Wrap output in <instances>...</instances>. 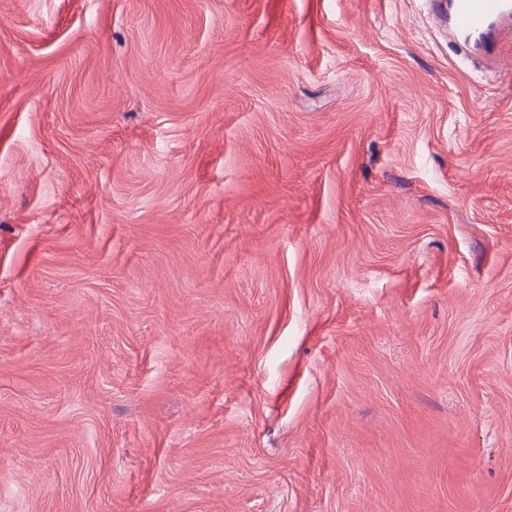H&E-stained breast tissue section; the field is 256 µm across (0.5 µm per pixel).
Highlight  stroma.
<instances>
[{
  "label": "stroma",
  "mask_w": 512,
  "mask_h": 512,
  "mask_svg": "<svg viewBox=\"0 0 512 512\" xmlns=\"http://www.w3.org/2000/svg\"><path fill=\"white\" fill-rule=\"evenodd\" d=\"M0 512H512V58L0 0Z\"/></svg>",
  "instance_id": "1"
}]
</instances>
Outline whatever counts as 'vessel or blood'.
Instances as JSON below:
<instances>
[{
    "label": "vessel or blood",
    "instance_id": "1",
    "mask_svg": "<svg viewBox=\"0 0 512 512\" xmlns=\"http://www.w3.org/2000/svg\"><path fill=\"white\" fill-rule=\"evenodd\" d=\"M448 37L466 57L499 59L512 35V0H431Z\"/></svg>",
    "mask_w": 512,
    "mask_h": 512
}]
</instances>
